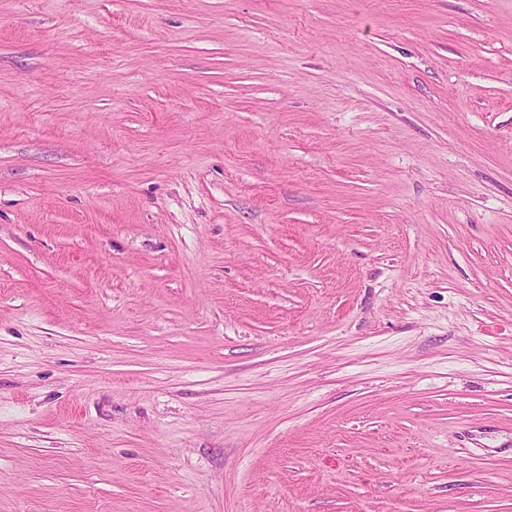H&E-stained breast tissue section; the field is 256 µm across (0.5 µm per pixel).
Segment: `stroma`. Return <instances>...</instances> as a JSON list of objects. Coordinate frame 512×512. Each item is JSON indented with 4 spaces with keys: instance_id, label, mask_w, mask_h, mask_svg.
Returning <instances> with one entry per match:
<instances>
[{
    "instance_id": "stroma-1",
    "label": "stroma",
    "mask_w": 512,
    "mask_h": 512,
    "mask_svg": "<svg viewBox=\"0 0 512 512\" xmlns=\"http://www.w3.org/2000/svg\"><path fill=\"white\" fill-rule=\"evenodd\" d=\"M0 512H512V0H0Z\"/></svg>"
}]
</instances>
